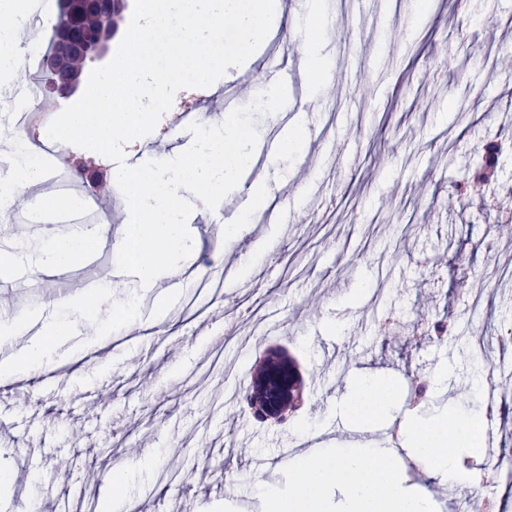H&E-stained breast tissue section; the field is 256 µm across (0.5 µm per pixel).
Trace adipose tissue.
<instances>
[{
  "label": "adipose tissue",
  "mask_w": 512,
  "mask_h": 512,
  "mask_svg": "<svg viewBox=\"0 0 512 512\" xmlns=\"http://www.w3.org/2000/svg\"><path fill=\"white\" fill-rule=\"evenodd\" d=\"M0 16L10 20L0 28V80H8L17 74L18 62L27 52L18 37L28 21L27 0H0ZM355 388L345 400L343 414L356 422L381 418L395 396L388 379L368 369L360 370ZM476 424L471 414H444L407 425L405 435L420 470L440 483L460 485L458 456L476 451ZM292 469V491L285 497H267L266 512H328V494L334 489L344 496L346 512H433L435 506L431 496L401 490L398 465L387 452L370 448L361 455H335L321 448L300 454Z\"/></svg>",
  "instance_id": "obj_1"
}]
</instances>
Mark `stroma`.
Returning a JSON list of instances; mask_svg holds the SVG:
<instances>
[{
	"instance_id": "stroma-1",
	"label": "stroma",
	"mask_w": 512,
	"mask_h": 512,
	"mask_svg": "<svg viewBox=\"0 0 512 512\" xmlns=\"http://www.w3.org/2000/svg\"><path fill=\"white\" fill-rule=\"evenodd\" d=\"M283 11L251 68L233 79L240 104L267 89L264 71L286 68L301 47L291 40L304 26L301 0ZM414 0H368L364 13L351 0H324L335 25L318 34L326 77L317 90L288 91V108L259 118L261 140L309 114L320 140H305L292 161L271 164L254 153L245 183L268 182L271 203L241 238H223L222 218L237 209L225 198L188 219L196 274H174L146 292L137 278L112 287L116 241L124 210L104 211L99 236L86 247L94 265L76 261L66 274L95 279L109 293L84 312L59 305L48 288L19 281L48 237L70 230L35 223L27 198L41 209L61 197L43 171L0 215V251L17 256L0 269V322L20 311L56 314L67 334L51 372L28 380L27 341H0L23 381L0 395V512H50L62 497L86 512H113L103 473L118 452L145 461L124 485L142 512H257L261 491L284 493L288 477L266 464L295 444L307 426L320 443L342 450L358 429L336 413L356 372L382 371L397 397L385 421L373 426L380 447L401 433L409 408V375L444 373L445 396L424 395L428 408L477 412L495 430L489 453L512 467V370L487 374L493 393L474 405L463 397L470 380L472 342L492 360L512 361V224L499 220L512 207V0H429L424 22L412 23ZM212 88H193L173 102L152 143L157 154L189 147L188 132L173 134L175 111L190 108L207 123L224 119ZM0 103V182L18 171L14 145L26 130ZM501 146L493 184L484 194L457 198L455 183L469 172L487 142ZM265 253L249 274L234 279L238 254L257 239ZM228 281L223 296L198 293V271ZM169 296L176 333L154 326L158 294ZM446 342L429 341L437 320ZM274 348L299 367L304 403L288 421L260 422L244 400L256 365ZM109 392L110 403L95 392ZM191 468L187 481L169 482ZM264 473L266 486L255 477ZM167 494H157L159 486Z\"/></svg>"
}]
</instances>
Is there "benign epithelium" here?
Returning a JSON list of instances; mask_svg holds the SVG:
<instances>
[{"label": "benign epithelium", "mask_w": 512, "mask_h": 512, "mask_svg": "<svg viewBox=\"0 0 512 512\" xmlns=\"http://www.w3.org/2000/svg\"><path fill=\"white\" fill-rule=\"evenodd\" d=\"M83 11L95 12L102 17L111 14V0H59V21L55 26L56 42L61 52L79 54L93 63L106 53V44L85 37L76 25V17ZM46 88L57 92L65 76L54 57L46 64ZM302 398V379L297 366L288 362V355L271 352L256 388L248 394L247 405L252 415L265 422L281 423L286 418L288 400L299 402Z\"/></svg>", "instance_id": "benign-epithelium-1"}]
</instances>
